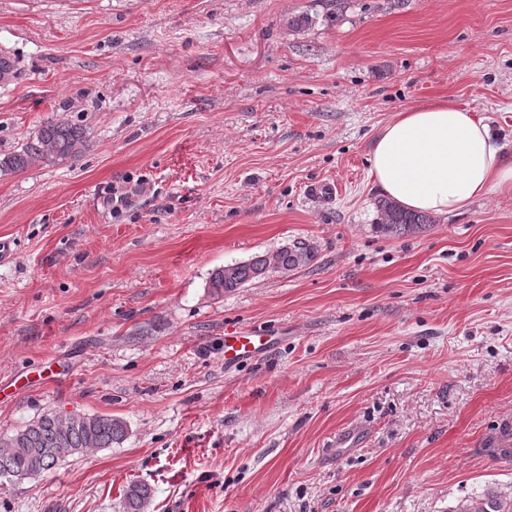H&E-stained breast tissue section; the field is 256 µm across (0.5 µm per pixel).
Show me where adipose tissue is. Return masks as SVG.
I'll use <instances>...</instances> for the list:
<instances>
[{
  "instance_id": "1",
  "label": "adipose tissue",
  "mask_w": 512,
  "mask_h": 512,
  "mask_svg": "<svg viewBox=\"0 0 512 512\" xmlns=\"http://www.w3.org/2000/svg\"><path fill=\"white\" fill-rule=\"evenodd\" d=\"M369 163L381 191L407 210L448 215L488 193H512V159L489 124L453 104L396 113Z\"/></svg>"
}]
</instances>
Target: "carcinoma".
Masks as SVG:
<instances>
[{"mask_svg":"<svg viewBox=\"0 0 512 512\" xmlns=\"http://www.w3.org/2000/svg\"><path fill=\"white\" fill-rule=\"evenodd\" d=\"M87 147L86 135L79 127L65 121L48 123L20 150L0 157V172L22 171L46 161L76 158ZM377 209L380 212L377 228L387 235L414 234L433 223L429 215L407 211L387 199L378 200ZM314 256V247L308 241L295 239L248 261L215 269L208 280L209 292L217 297L234 292L270 273L306 267ZM126 434V423L109 415H87L84 420L71 424L52 412L43 414L13 432L12 451L0 452V485L10 482L17 473H25L31 480L39 478L63 460L61 448L71 449L70 455L74 456L89 449L110 448L121 443ZM151 497L148 485L129 486L123 500L124 512H144ZM454 512H512V502L488 492L463 501Z\"/></svg>","mask_w":512,"mask_h":512,"instance_id":"obj_1","label":"carcinoma"}]
</instances>
